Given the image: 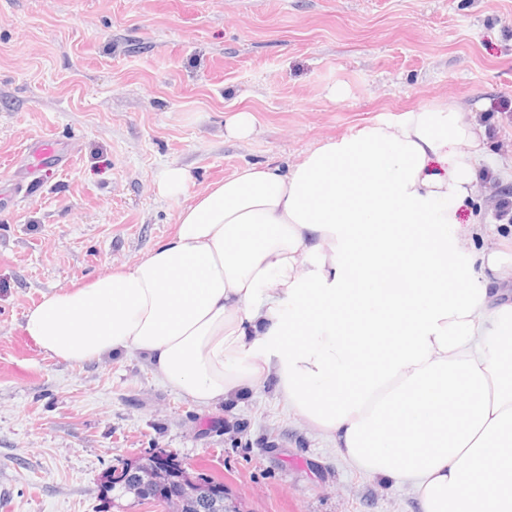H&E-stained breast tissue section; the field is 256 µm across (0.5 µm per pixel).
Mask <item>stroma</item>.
<instances>
[{
	"label": "stroma",
	"mask_w": 512,
	"mask_h": 512,
	"mask_svg": "<svg viewBox=\"0 0 512 512\" xmlns=\"http://www.w3.org/2000/svg\"><path fill=\"white\" fill-rule=\"evenodd\" d=\"M343 87L342 98L328 90ZM480 104L491 158L461 222L512 255V0H0V512H164L102 494L157 450L243 512H419L289 411L271 383L201 405L137 355L84 365L22 330L44 293L132 266L201 191L435 101ZM245 111L256 132L225 137ZM53 142L37 163L29 146ZM168 164L192 181L160 196ZM244 423L225 435V422ZM155 456L156 453H151L134 462L125 463L121 468L112 467L108 469L104 474V495L112 492V502L122 497L121 490L126 484L136 481L138 474L154 469Z\"/></svg>",
	"instance_id": "1"
}]
</instances>
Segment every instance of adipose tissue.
<instances>
[{
  "mask_svg": "<svg viewBox=\"0 0 512 512\" xmlns=\"http://www.w3.org/2000/svg\"><path fill=\"white\" fill-rule=\"evenodd\" d=\"M486 161L451 100L242 168L132 267L43 294L23 331L69 363L140 354L203 405L273 382L420 512H512V273L459 220Z\"/></svg>",
  "mask_w": 512,
  "mask_h": 512,
  "instance_id": "1",
  "label": "adipose tissue"
}]
</instances>
